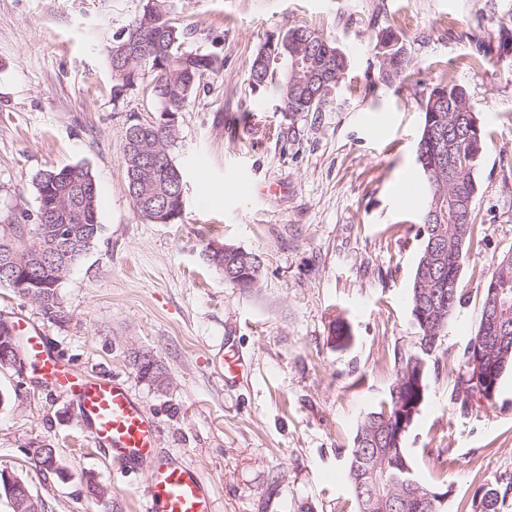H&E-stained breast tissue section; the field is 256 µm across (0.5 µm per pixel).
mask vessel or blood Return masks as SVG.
<instances>
[{
	"label": "vessel or blood",
	"mask_w": 512,
	"mask_h": 512,
	"mask_svg": "<svg viewBox=\"0 0 512 512\" xmlns=\"http://www.w3.org/2000/svg\"><path fill=\"white\" fill-rule=\"evenodd\" d=\"M27 354L38 374L71 399L90 422L95 444L111 449L113 459L123 467L149 466L144 490L147 512H214L211 494L193 469L158 457L156 424L125 384L86 380L50 354L39 335L28 336Z\"/></svg>",
	"instance_id": "obj_1"
}]
</instances>
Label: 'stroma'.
I'll return each mask as SVG.
<instances>
[{"instance_id":"stroma-1","label":"stroma","mask_w":512,"mask_h":512,"mask_svg":"<svg viewBox=\"0 0 512 512\" xmlns=\"http://www.w3.org/2000/svg\"><path fill=\"white\" fill-rule=\"evenodd\" d=\"M145 3L0 0V224L36 211L37 173L83 165L101 226L59 289L58 316L4 285L0 314L40 333L74 370L124 382L158 425L159 456L193 467L215 512H356L343 472L356 424L386 399L397 354L419 349L408 293L426 198L416 164L422 104L454 82L487 139L476 167L481 245L460 272L448 358L405 446L443 512L511 483L512 372L493 402L465 410L452 388L489 272L512 254V51L473 64L481 43L512 33V0H177L186 49L224 61L177 118V224L144 220L125 191L122 135L157 104L139 87L117 91L104 56ZM294 26L350 60L325 111H277L275 87L249 84L253 55ZM385 29L415 63L398 89L377 82ZM214 242L262 257L255 288L208 264ZM221 349L246 361L240 378L214 370ZM137 351L163 365L165 389L140 377ZM35 439L56 448L66 478L35 467ZM1 470L22 478L43 512L146 509L148 467L113 464L72 402L29 368H0ZM89 475L110 489L106 502L84 495Z\"/></svg>"}]
</instances>
